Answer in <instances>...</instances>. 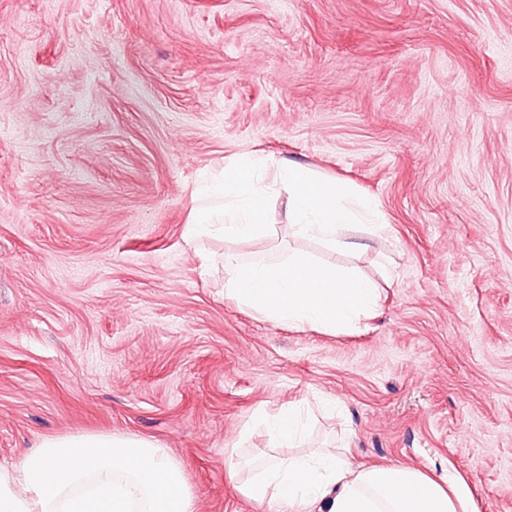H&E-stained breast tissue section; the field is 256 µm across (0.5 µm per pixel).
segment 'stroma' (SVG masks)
Instances as JSON below:
<instances>
[{
  "label": "stroma",
  "mask_w": 512,
  "mask_h": 512,
  "mask_svg": "<svg viewBox=\"0 0 512 512\" xmlns=\"http://www.w3.org/2000/svg\"><path fill=\"white\" fill-rule=\"evenodd\" d=\"M255 153L375 201L363 250L291 247L371 279L377 317L324 334L225 300L221 255L279 235L184 230ZM299 402L306 449L512 512V0H0V468L131 433L198 512H262L224 451Z\"/></svg>",
  "instance_id": "stroma-1"
}]
</instances>
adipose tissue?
<instances>
[{"label": "adipose tissue", "mask_w": 512, "mask_h": 512, "mask_svg": "<svg viewBox=\"0 0 512 512\" xmlns=\"http://www.w3.org/2000/svg\"><path fill=\"white\" fill-rule=\"evenodd\" d=\"M224 297L255 319L326 333L348 331L379 309L375 284L288 250L247 262L224 256ZM270 449L246 460L224 451V472L247 499L280 512H466L453 478L405 465L352 468L343 453L292 454L302 413L288 405L265 422ZM0 512H196L176 459L135 434L46 441L12 472L0 471Z\"/></svg>", "instance_id": "1"}]
</instances>
